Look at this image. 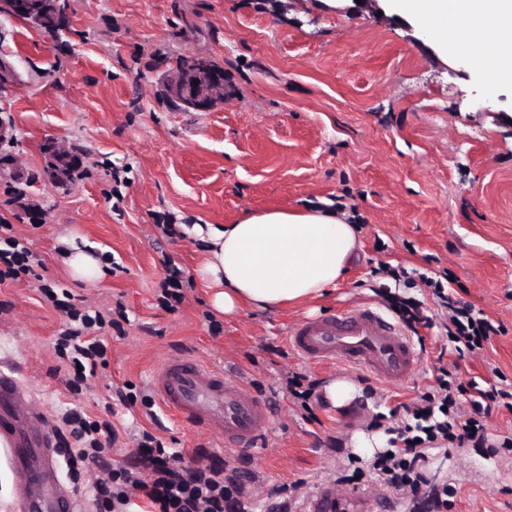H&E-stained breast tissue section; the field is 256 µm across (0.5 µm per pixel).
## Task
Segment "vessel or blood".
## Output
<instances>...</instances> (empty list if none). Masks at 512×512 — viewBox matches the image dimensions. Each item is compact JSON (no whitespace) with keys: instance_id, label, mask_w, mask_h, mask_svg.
<instances>
[{"instance_id":"1","label":"vessel or blood","mask_w":512,"mask_h":512,"mask_svg":"<svg viewBox=\"0 0 512 512\" xmlns=\"http://www.w3.org/2000/svg\"><path fill=\"white\" fill-rule=\"evenodd\" d=\"M290 348L311 364L340 363L397 387L417 361L410 338L372 304L297 323L288 333ZM152 385L161 406L179 421L220 435L225 447L254 452L268 429L270 405L242 383L230 384L223 369L201 360L170 356L160 362ZM22 389L0 373V434L9 443L15 467L31 474L23 489L30 512H74L52 480L56 467L52 437L37 426L21 430L16 420Z\"/></svg>"}]
</instances>
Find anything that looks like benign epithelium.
<instances>
[{
	"label": "benign epithelium",
	"instance_id": "obj_1",
	"mask_svg": "<svg viewBox=\"0 0 512 512\" xmlns=\"http://www.w3.org/2000/svg\"><path fill=\"white\" fill-rule=\"evenodd\" d=\"M0 14L22 15L51 35L53 24L63 17V10L58 0H0ZM167 87L184 108L201 112L224 103L227 96L224 72L205 61H190L176 66ZM43 149L52 157L47 178L54 184H64L76 164V156L54 141L46 142Z\"/></svg>",
	"mask_w": 512,
	"mask_h": 512
}]
</instances>
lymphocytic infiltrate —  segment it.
<instances>
[{
	"label": "lymphocytic infiltrate",
	"instance_id": "1",
	"mask_svg": "<svg viewBox=\"0 0 512 512\" xmlns=\"http://www.w3.org/2000/svg\"><path fill=\"white\" fill-rule=\"evenodd\" d=\"M39 263L38 256L13 236L11 225L0 224V282L34 273ZM424 283L452 311L447 335L457 352L482 348L495 335L492 321L445 294L441 281L428 277ZM45 294L67 316L57 346L69 353L73 372L68 387L81 388L98 367L108 364L107 344L97 334L105 320L101 314L80 311L57 298L53 289H46ZM499 398L512 410V391L482 390L472 397L457 375L441 369L432 390L416 401L411 420L388 427V449L370 460V467L394 489L417 490L426 481L419 466L425 449L445 440L481 436L484 403ZM63 423L71 435L86 442L85 448L68 458L71 470L95 467L106 474L95 486L96 501L104 512H247L246 486L254 481V474L213 460L188 466L181 452L164 446L148 432L142 433L124 463L115 464L107 454L119 433L109 421H92L73 410L64 415Z\"/></svg>",
	"mask_w": 512,
	"mask_h": 512
}]
</instances>
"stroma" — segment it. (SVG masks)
<instances>
[{
    "label": "stroma",
    "mask_w": 512,
    "mask_h": 512,
    "mask_svg": "<svg viewBox=\"0 0 512 512\" xmlns=\"http://www.w3.org/2000/svg\"><path fill=\"white\" fill-rule=\"evenodd\" d=\"M64 28L50 38L28 20L0 15V224L35 253L38 277L0 283V370L13 372L60 427L66 412L110 419L123 462L142 431L256 474L254 512L288 502L301 512L332 487L335 512H512V411L491 406L483 441L426 449L429 479L419 493L388 488L381 476L344 482L352 446L373 435L380 414L406 417L435 386L439 368L463 381L512 386V130L494 114L512 110V85L459 67L439 32L399 7L354 0H62ZM182 58L218 65L231 87L207 112L175 107L168 72ZM54 140L82 159L66 185L45 177ZM321 208L354 224L361 243L344 275L321 297L273 311L211 306L205 255L193 227L230 224L248 213ZM171 232H164V225ZM104 271L75 279L71 246ZM184 282L180 304L161 300L170 268ZM453 280L451 296L502 331L482 352L458 356L448 312L431 289L396 281L391 268ZM68 291L78 309L108 324V367L81 390L65 383L56 348L65 320L43 287ZM422 304L419 363L397 389L341 365L305 362L288 345L297 322L387 296ZM190 355L257 383L272 405L268 439L239 459L216 435L174 419L150 377L165 357ZM301 373L324 395L353 382L356 397L314 406L306 419L286 389ZM113 415H106L104 403Z\"/></svg>",
    "instance_id": "stroma-1"
}]
</instances>
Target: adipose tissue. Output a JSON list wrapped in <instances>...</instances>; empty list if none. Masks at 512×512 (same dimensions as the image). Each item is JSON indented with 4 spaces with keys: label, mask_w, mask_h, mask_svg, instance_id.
Masks as SVG:
<instances>
[{
    "label": "adipose tissue",
    "mask_w": 512,
    "mask_h": 512,
    "mask_svg": "<svg viewBox=\"0 0 512 512\" xmlns=\"http://www.w3.org/2000/svg\"><path fill=\"white\" fill-rule=\"evenodd\" d=\"M416 17L449 30L478 70L512 82V0H404ZM201 241L204 273L217 286V311L270 310L318 297L340 279L355 255L356 228L323 209L270 210L209 227Z\"/></svg>",
    "instance_id": "adipose-tissue-1"
}]
</instances>
